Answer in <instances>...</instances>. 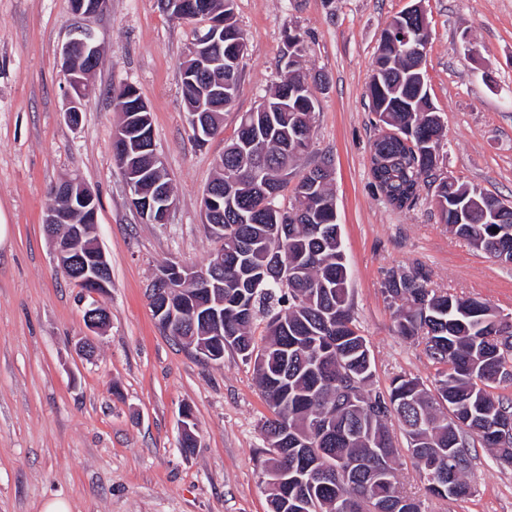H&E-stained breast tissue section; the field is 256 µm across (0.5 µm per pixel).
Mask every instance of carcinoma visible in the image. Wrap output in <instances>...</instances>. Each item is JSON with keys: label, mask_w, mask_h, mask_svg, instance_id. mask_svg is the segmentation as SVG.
Returning <instances> with one entry per match:
<instances>
[{"label": "carcinoma", "mask_w": 512, "mask_h": 512, "mask_svg": "<svg viewBox=\"0 0 512 512\" xmlns=\"http://www.w3.org/2000/svg\"><path fill=\"white\" fill-rule=\"evenodd\" d=\"M209 10L224 13L226 58L237 57V34L232 10L224 0H208ZM418 27L417 20L396 15L385 29L367 87L371 111L387 117L389 132L371 144L372 175L387 200L398 208L418 198L420 183L434 176L443 138L419 78V57H400L391 36ZM316 80L290 67L269 97L271 112L240 116L236 136L224 147V164L207 185L224 192L222 210L207 223L224 225V265L209 261L206 268L224 283V348L248 360L265 356L253 371L273 418L261 426L265 463L284 471V482L271 486L270 512H340L336 500L350 502L349 512H411L398 488L401 449L389 429L397 418L407 439L406 451L420 468L426 462L448 463V454L463 455L457 474L456 498L473 495L465 474L471 465L469 439H478L499 456L512 460V438L505 442L490 421L512 419V402L494 396L490 388L504 381L499 368L512 363V334L489 339L497 322L506 317L473 298L429 287V273L417 268L390 276L384 293L395 307L397 335L421 342L426 353L447 369L438 373L435 393L417 377L395 376L385 393L370 389L373 369L366 339L354 324L348 267L337 224L335 196L329 185L312 192L293 190L282 207L256 190L241 149L264 135L256 162L263 178L276 181L282 169L297 159L293 142L310 137L313 111L304 85ZM208 76L197 72L182 81L186 107L219 129L228 101L208 98ZM125 90L112 96L122 123L136 126L138 114ZM499 200L476 192L456 179H439L435 204L440 220L475 249L495 257L512 255V210L492 219ZM498 232H493V229ZM293 264L288 280L268 273L270 253ZM265 320L263 344L253 333L257 317ZM169 335L203 336L211 327L196 322L181 328L160 325ZM332 410V431L320 437L307 428L314 414Z\"/></svg>", "instance_id": "obj_1"}]
</instances>
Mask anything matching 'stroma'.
Returning a JSON list of instances; mask_svg holds the SVG:
<instances>
[{
	"label": "stroma",
	"instance_id": "stroma-1",
	"mask_svg": "<svg viewBox=\"0 0 512 512\" xmlns=\"http://www.w3.org/2000/svg\"><path fill=\"white\" fill-rule=\"evenodd\" d=\"M408 0H234L247 44L238 95L220 131L196 144L187 122L180 65L198 22L159 0H107L78 16L70 0H0V512H43L61 499L69 512H269L260 426L270 411L252 365L236 354L209 362L166 336L147 290L160 265L208 263L217 248L201 198L238 116L278 83L285 37L302 38L298 63L320 72L311 148L300 173L327 161L333 173L354 323L370 349L373 390L398 374L434 389L441 370L422 345L394 333L386 278L424 267L431 288L512 315V264L496 261L439 220L435 185L411 207L389 204L371 176L378 134L365 95L381 35ZM430 23L424 71L442 117L437 177L478 186L512 206V0H422ZM90 28L103 49L81 122L63 115L61 48L72 28ZM137 88L150 109L154 144L177 203L168 223H145L129 202L112 148L120 114L112 92ZM76 177L98 197L97 237L112 286L98 298L69 283L54 260L43 220L53 189ZM109 312L89 333L90 302ZM93 337L94 351L79 350ZM196 439L181 449L182 413ZM465 500L425 493L411 461L398 468L404 492L425 512H512V466L470 442Z\"/></svg>",
	"mask_w": 512,
	"mask_h": 512
}]
</instances>
